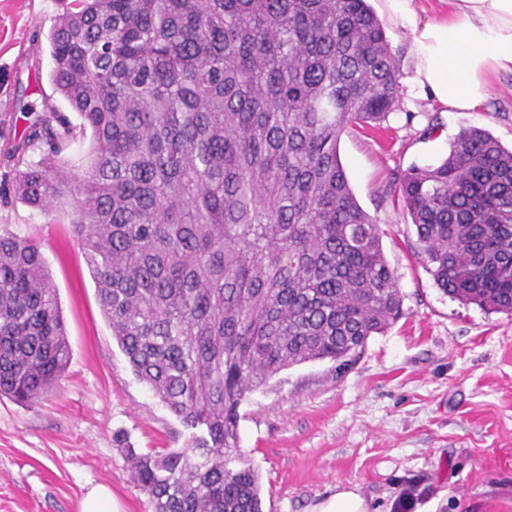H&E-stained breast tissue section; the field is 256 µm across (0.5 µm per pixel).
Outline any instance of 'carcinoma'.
<instances>
[{
  "label": "carcinoma",
  "mask_w": 512,
  "mask_h": 512,
  "mask_svg": "<svg viewBox=\"0 0 512 512\" xmlns=\"http://www.w3.org/2000/svg\"><path fill=\"white\" fill-rule=\"evenodd\" d=\"M52 82L92 151L58 167L72 125H29L16 191L68 197L100 309L186 448L127 449L153 512H263L239 406L281 370L356 356L403 315L382 248L337 155L399 100L367 0H71L49 34ZM395 192L426 271L463 305L512 314V151L461 130ZM37 242L0 231V396L31 407L70 360Z\"/></svg>",
  "instance_id": "obj_1"
}]
</instances>
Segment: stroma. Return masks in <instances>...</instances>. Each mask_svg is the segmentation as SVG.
<instances>
[{"label":"stroma","mask_w":512,"mask_h":512,"mask_svg":"<svg viewBox=\"0 0 512 512\" xmlns=\"http://www.w3.org/2000/svg\"><path fill=\"white\" fill-rule=\"evenodd\" d=\"M68 0H0V228L35 240L71 349L58 389L23 407L0 397V512H77L92 486L120 512H152L127 449L184 447L190 432L133 373L100 310L71 236L68 201L49 212L15 194L25 129L52 107L48 35ZM437 125L442 137L427 134ZM512 147V76L493 78L483 111L445 112L400 87L378 132L343 131L337 148L361 207L383 230L403 317L348 364L282 370L239 407L242 451L261 476L264 512H312L348 488L369 512H512V315L445 295L426 272L397 177L438 165L465 128Z\"/></svg>","instance_id":"stroma-1"}]
</instances>
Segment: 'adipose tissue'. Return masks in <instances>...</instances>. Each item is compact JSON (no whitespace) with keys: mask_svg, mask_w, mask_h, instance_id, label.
Segmentation results:
<instances>
[{"mask_svg":"<svg viewBox=\"0 0 512 512\" xmlns=\"http://www.w3.org/2000/svg\"><path fill=\"white\" fill-rule=\"evenodd\" d=\"M385 2L412 39L409 86L448 111H480L489 75L512 73V0H448L447 15L435 19L420 18L413 0Z\"/></svg>","mask_w":512,"mask_h":512,"instance_id":"ef3b65f1","label":"adipose tissue"}]
</instances>
